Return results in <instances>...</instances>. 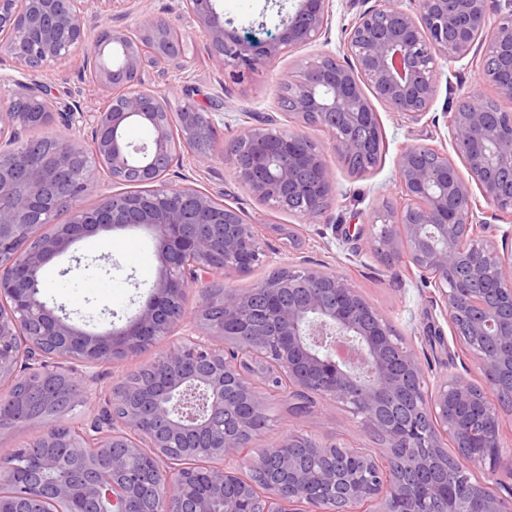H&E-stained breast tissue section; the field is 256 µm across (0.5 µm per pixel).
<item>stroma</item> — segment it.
Returning <instances> with one entry per match:
<instances>
[{
    "label": "stroma",
    "mask_w": 512,
    "mask_h": 512,
    "mask_svg": "<svg viewBox=\"0 0 512 512\" xmlns=\"http://www.w3.org/2000/svg\"><path fill=\"white\" fill-rule=\"evenodd\" d=\"M374 0H334L329 46L313 43L296 48L282 57L273 72L253 73L239 78L224 69L201 36L190 14L175 15L176 0H95L98 25L87 28L82 49L60 65L48 66L41 79L59 103L84 101L108 107L112 94L94 85L83 63L101 28L111 19L131 33L140 30V18L148 13L158 19L175 20L182 35L185 69L165 59L146 64L142 78L147 85L174 83L188 86L190 96L204 110L221 109L226 121L214 134V159L198 164L188 152H181L173 174L190 180L200 190L224 199L244 221L256 224L271 260L249 271L226 270L217 280L226 287L248 290L267 278L275 266L303 264L343 276L372 306L387 316L393 328L414 345L423 367L433 373L461 374L476 385L484 378L476 364L462 366L461 346L440 307L430 302V290L422 285L416 270L397 262H385L371 253L366 241L347 242L349 228L370 224L382 205L398 199L395 159L409 145H439L445 125H433L432 116L455 105L458 96L498 102L512 112V101L500 98L495 87L480 77L477 62L464 59L454 63L447 82L441 83L429 117L412 123L383 105H376L386 140L385 154L373 170L363 175L349 174L344 164L329 156L336 177V194L328 210L313 223L258 201L237 182L226 150L231 140L247 126L275 112L280 73L299 74L322 49L338 53L343 49L344 30L356 14L372 6ZM225 18L237 30L265 25L277 31L279 8L273 0H218ZM157 259L150 234L143 229L126 230L106 237L80 239L66 255L54 260L47 270L44 297L49 306L65 305L74 321L101 327L122 325L146 300L155 277ZM271 419L263 431L268 442L280 440L289 428L321 443L340 442L353 448H374L378 442L364 430L343 406L320 403L303 417L292 416L287 403L270 410Z\"/></svg>",
    "instance_id": "35a3bbf8"
}]
</instances>
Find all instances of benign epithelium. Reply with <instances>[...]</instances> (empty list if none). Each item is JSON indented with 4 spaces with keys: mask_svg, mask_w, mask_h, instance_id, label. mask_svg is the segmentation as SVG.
<instances>
[{
    "mask_svg": "<svg viewBox=\"0 0 512 512\" xmlns=\"http://www.w3.org/2000/svg\"><path fill=\"white\" fill-rule=\"evenodd\" d=\"M91 0H0V66L9 59L21 81L0 72V133H22L44 123L90 129L85 147L56 136L50 155L23 141L0 148V429L22 428L32 442L0 461V512H512L496 479L472 482L458 475L447 484L433 471L448 468L446 448L460 465L489 463L512 477V453L503 454L500 403L512 388V228L479 218L478 198L492 218H512V113L479 107L446 113V138L462 159L460 171L445 151L415 144L396 159L402 203L384 205L366 238L371 252L414 268L434 288L448 323L476 360L485 389L456 375L430 376L416 350L342 276L312 267L274 272L248 291L207 290L215 273L246 271L266 253L254 225L231 206L166 175L177 148L206 164L207 148L222 112L187 103L178 113L180 141L172 134L168 92L139 86L145 62L175 58L179 33L145 14L142 36L106 27L94 50L112 47L119 63L95 72L112 89V106L84 102L59 107L33 79L64 63L82 47ZM224 67L242 75L272 68L293 48L329 43L333 0H297L277 34L262 40L228 29L215 0H180ZM348 66L323 53L300 78L281 75L292 92L284 115H269L238 137L244 157H234V178L259 201L307 221L325 213L335 194L327 154L369 161L372 130L380 126L373 98L411 122L430 111L444 66L479 56L482 77L512 100V0L491 20L488 0H375L346 28ZM133 120L149 126L151 142L126 141ZM321 127L325 144L303 127ZM144 157L141 182L149 192L102 194L97 172L125 183L132 159ZM84 161L69 197L54 194L59 179ZM69 219L56 223L59 208ZM41 211L53 225L32 232ZM146 226L152 232L157 276L147 301L124 325L88 332L65 309L48 306L42 275L55 259L87 236ZM501 240H496V233ZM200 288L193 310L188 289ZM150 380L107 393L93 389L102 363H122L161 343ZM264 372L262 387L252 382ZM284 401L341 404L382 447L356 457L336 453L328 470L302 461L300 452L325 445L290 429L276 443L262 439L270 396ZM97 405L86 423L72 426L23 403ZM48 448H63L68 477L47 485L42 475L60 468ZM252 453L267 490L244 480L238 461Z\"/></svg>",
    "mask_w": 512,
    "mask_h": 512,
    "instance_id": "1",
    "label": "benign epithelium"
}]
</instances>
